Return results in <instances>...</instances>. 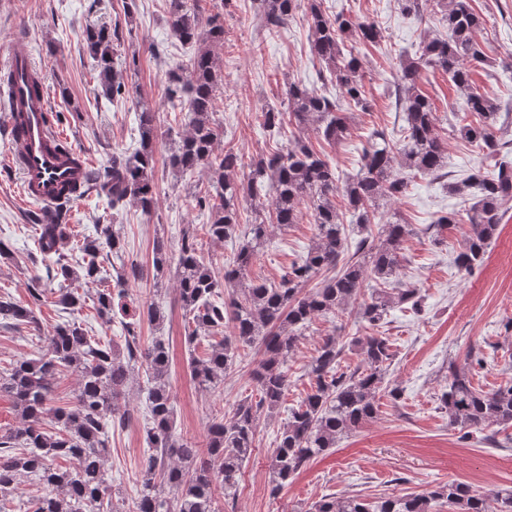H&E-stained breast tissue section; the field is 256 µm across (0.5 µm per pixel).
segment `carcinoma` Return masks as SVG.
Listing matches in <instances>:
<instances>
[{"mask_svg": "<svg viewBox=\"0 0 512 512\" xmlns=\"http://www.w3.org/2000/svg\"><path fill=\"white\" fill-rule=\"evenodd\" d=\"M200 0H168L174 36L182 43L199 45L188 61L170 65L165 75V98L174 107L189 112L188 130L169 156V166L181 177L204 169L211 178L206 192L195 197V206L210 216L207 232L218 241L240 238L233 260L224 262V274L216 273L199 253L196 237L183 230L177 249L156 240L152 265L155 272L175 265L179 300L191 315L194 328L186 333L188 345L197 336L210 338L205 359H191V377L203 388H217L234 371L242 347L256 349L260 359L250 371L252 396L237 404L231 417H213L206 429L203 448L173 430V397L169 386V351L162 339L143 348L139 319L120 321L124 345L91 336L76 320L56 325L34 359H22L0 370V393L12 397L22 425L0 431V509L21 494L22 486L34 481L42 494L33 512H116L112 479L105 469L112 430L135 420L122 403L129 384L138 373L150 383L146 406V436L152 453L140 471L135 512H216L219 497L236 496L245 464L257 448L258 414L280 409L291 384L288 357L312 320L318 316L347 314L350 300L362 290L369 299L356 311L354 320L365 330L359 338L363 366L352 371L341 368L342 349L335 335H328L308 367L310 390L288 408V418L279 427L271 456L272 492L293 480L311 460L325 454L342 436L374 419L379 394L393 400L401 396L397 386L384 384L386 369L394 360L389 341L379 328L389 311L402 305L421 311L422 298L415 286L396 288L401 266V245L416 234L410 224L381 226L383 239L368 237L355 242L348 253V232L336 206V197L346 201L355 223H374V203L397 198L408 182L399 167L435 179L444 177L445 143L436 131V114L430 98L417 90L421 66L446 74L465 96V110L477 120L455 129L460 139L476 146L483 160L496 159L503 144L494 135L498 107L473 91L472 70L484 63V52L476 39L483 18L472 0H444L448 34L423 43L419 60L402 72L404 96L398 104L405 125L393 140L373 131L361 147L356 175L340 181L336 163L318 151L307 138H295L250 163L227 150L218 155L219 132L212 116L215 89L222 81L221 68L211 46L224 43L221 14L208 18L207 33L200 29ZM299 0H258L262 25L273 32L285 24ZM313 40L311 53L325 64L318 72L321 87L288 83V113L269 107L261 113V125L278 136L285 126H314L325 142L341 141L348 131L345 108L369 109L363 83L359 46L382 39L381 29L344 13L331 18L320 0H308ZM118 29L89 27L85 43L97 63L104 96L113 101L133 94L113 66ZM140 147L134 152L114 154L108 165L89 170L87 179L63 187L64 206L56 221L46 222V211L38 205L26 213L35 230V249L47 275L62 278L56 303L69 315L80 312L84 296L74 282L99 278L97 258L103 250L119 254L123 243L112 225H98L97 236L76 246L81 253L80 270L66 261L61 246L73 237L69 225L73 208L96 199L104 209L118 213L132 200L145 213L155 209V156L158 138L155 113L141 109L138 126ZM249 167L246 179L239 169ZM459 191L473 192L475 203L467 212L471 233L456 257L462 275L470 274L484 260L489 242L502 224L504 205L512 199V164L498 162V172L489 176L484 166L470 169ZM247 200L264 219L240 230L239 204ZM307 204L316 224L315 240L306 255L292 261L279 282H244V275L263 248L269 225L286 228L298 223L299 206ZM320 282H315L317 277ZM143 277V266L131 264L117 274L114 284L97 294V316L112 320L114 309L125 311L122 299L129 279ZM38 326L31 306L0 300V323ZM68 370L79 379V390L70 407L53 405L54 383ZM440 409L448 413L449 426L482 430L491 424H512V381L489 392L476 389L463 369L449 371L440 398ZM63 459L69 467L58 464ZM488 498L468 486L451 481L421 495L386 498L375 504L357 496L340 500L324 497L311 512H437L446 505L450 512H488Z\"/></svg>", "mask_w": 512, "mask_h": 512, "instance_id": "1", "label": "carcinoma"}]
</instances>
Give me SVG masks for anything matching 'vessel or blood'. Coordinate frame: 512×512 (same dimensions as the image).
I'll list each match as a JSON object with an SVG mask.
<instances>
[{
	"label": "vessel or blood",
	"instance_id": "vessel-or-blood-1",
	"mask_svg": "<svg viewBox=\"0 0 512 512\" xmlns=\"http://www.w3.org/2000/svg\"><path fill=\"white\" fill-rule=\"evenodd\" d=\"M0 111L6 113L9 124L22 126L21 134L9 143V157L19 174L23 197L54 208L62 183L86 178L87 163L54 129L47 95L28 98L27 86L20 82L1 87Z\"/></svg>",
	"mask_w": 512,
	"mask_h": 512
}]
</instances>
